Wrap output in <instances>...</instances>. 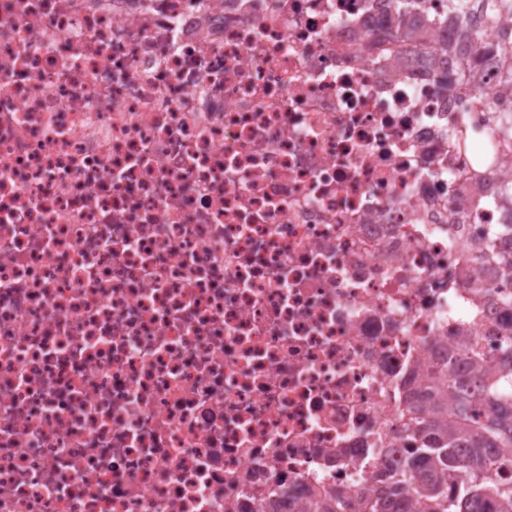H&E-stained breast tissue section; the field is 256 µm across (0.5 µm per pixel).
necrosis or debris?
I'll return each mask as SVG.
<instances>
[{"label":"necrosis or debris","mask_w":512,"mask_h":512,"mask_svg":"<svg viewBox=\"0 0 512 512\" xmlns=\"http://www.w3.org/2000/svg\"><path fill=\"white\" fill-rule=\"evenodd\" d=\"M445 11L0 0V512L352 500L410 384L496 374L512 86Z\"/></svg>","instance_id":"1"}]
</instances>
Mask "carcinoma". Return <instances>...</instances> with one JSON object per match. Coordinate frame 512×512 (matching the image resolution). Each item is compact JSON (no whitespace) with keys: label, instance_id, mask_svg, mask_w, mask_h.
Returning a JSON list of instances; mask_svg holds the SVG:
<instances>
[{"label":"carcinoma","instance_id":"1","mask_svg":"<svg viewBox=\"0 0 512 512\" xmlns=\"http://www.w3.org/2000/svg\"><path fill=\"white\" fill-rule=\"evenodd\" d=\"M496 27L512 15V0H470ZM432 407L408 409L415 431L426 432L421 448L410 449L400 464L380 476L375 495L353 504L339 491H317L307 512H512V364L489 381L483 394L471 393L443 368L426 385ZM484 403L498 408L494 419L476 418Z\"/></svg>","mask_w":512,"mask_h":512}]
</instances>
